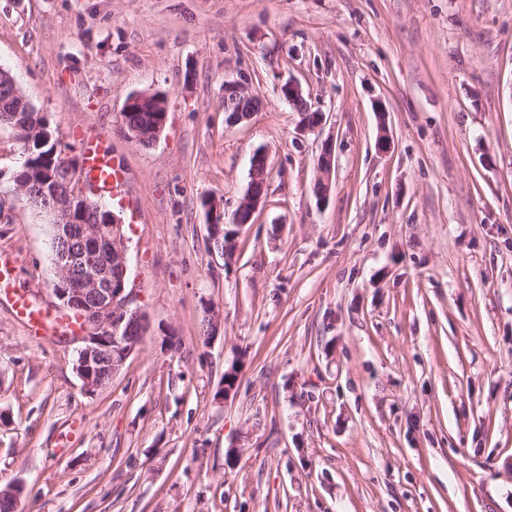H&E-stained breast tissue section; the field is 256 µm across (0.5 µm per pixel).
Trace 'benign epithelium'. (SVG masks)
Wrapping results in <instances>:
<instances>
[{
    "mask_svg": "<svg viewBox=\"0 0 512 512\" xmlns=\"http://www.w3.org/2000/svg\"><path fill=\"white\" fill-rule=\"evenodd\" d=\"M0 78L8 81L9 92L5 102L13 105L27 102L17 81L7 70ZM281 96L301 112L305 128L322 125L324 113L312 111L302 95L301 88L288 81L280 86ZM224 100L239 107L230 112L233 121L250 118L259 110L258 100L248 93L246 85L238 81L224 82ZM150 110L157 113V122L149 128L135 123L130 113ZM168 116L167 97L160 93H137L130 96L122 109L121 130L124 136L140 145L153 146L163 133ZM334 166L332 145L325 144L317 159L322 173L319 183L330 189L329 179ZM80 163L66 155L60 156L52 185L34 178L20 187L26 206L40 207L47 217L55 239L52 263L56 270L57 289L54 291L56 310L62 315L79 313L86 331L74 336L76 371L87 394H94L112 382L128 358L136 351L141 337L149 328V319L139 305L137 290L130 286L128 239L123 233L124 223L111 214L109 226L85 224L83 241L89 251L79 255L68 248L75 233L76 214L91 207L94 189L79 176ZM267 178V157L255 152L251 157V183L248 199L234 212L235 226L250 223L255 208L263 197ZM208 233L214 234L224 222V211L213 199L205 207Z\"/></svg>",
    "mask_w": 512,
    "mask_h": 512,
    "instance_id": "obj_1",
    "label": "benign epithelium"
}]
</instances>
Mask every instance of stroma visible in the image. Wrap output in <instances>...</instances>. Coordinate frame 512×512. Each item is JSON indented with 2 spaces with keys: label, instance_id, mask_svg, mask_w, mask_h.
Wrapping results in <instances>:
<instances>
[{
  "label": "stroma",
  "instance_id": "35a3bbf8",
  "mask_svg": "<svg viewBox=\"0 0 512 512\" xmlns=\"http://www.w3.org/2000/svg\"><path fill=\"white\" fill-rule=\"evenodd\" d=\"M0 68L67 156L97 134L124 169L149 317L89 396L75 344L0 302V489L25 485L20 512H512V0H0ZM233 79L263 100L242 123ZM142 92L168 100L150 148L119 133ZM258 150L265 194L211 256L201 201L232 216ZM23 162L0 126V254L49 309ZM280 94L298 112H301L305 122V128L315 129L322 125L325 118L324 113L310 110V107L302 95L301 88L296 83L288 81L281 85Z\"/></svg>",
  "mask_w": 512,
  "mask_h": 512
}]
</instances>
